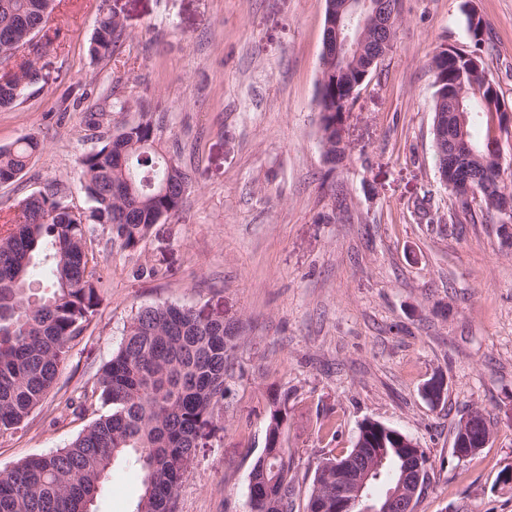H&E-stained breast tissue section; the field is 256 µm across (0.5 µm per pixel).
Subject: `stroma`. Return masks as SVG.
I'll return each instance as SVG.
<instances>
[{"label":"stroma","mask_w":512,"mask_h":512,"mask_svg":"<svg viewBox=\"0 0 512 512\" xmlns=\"http://www.w3.org/2000/svg\"><path fill=\"white\" fill-rule=\"evenodd\" d=\"M103 8L125 35L98 59L89 47ZM469 10L485 22L482 44ZM399 12L333 165L316 107L325 0H61L38 82L0 108V146L43 144L0 185V214L51 185L88 209L79 158L143 108L191 181L179 213L137 251L94 232L97 312L42 406L0 435V470L64 447L101 414L67 405L96 387L136 311L168 302L242 328L224 430L192 460L178 512H249L248 475L283 402L294 512H306L324 454L352 447L367 419L427 452L433 477L416 512H512V239L439 179L429 67L439 47L481 56L512 108V0H399ZM125 99L133 108L118 111ZM437 375L446 390L434 405L422 388ZM474 407L493 434L463 458L455 427ZM109 481L97 512H132L138 474L118 463Z\"/></svg>","instance_id":"obj_1"}]
</instances>
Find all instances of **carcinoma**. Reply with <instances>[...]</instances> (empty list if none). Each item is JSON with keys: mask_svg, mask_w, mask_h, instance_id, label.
I'll use <instances>...</instances> for the list:
<instances>
[{"mask_svg": "<svg viewBox=\"0 0 512 512\" xmlns=\"http://www.w3.org/2000/svg\"><path fill=\"white\" fill-rule=\"evenodd\" d=\"M56 0H0V66L44 31ZM468 30L479 44L483 19L467 13ZM123 27L112 12L100 9L92 38L94 55L109 54ZM469 61L448 51L441 65L434 112L447 116L452 95L462 91L461 111L483 114L492 122L500 113L499 94L489 82L475 90ZM360 69L323 67L317 107L327 159L336 162V117L343 100L359 81ZM39 77L27 60L0 78V107L12 106L25 87ZM153 116L144 112L124 124L95 151L79 160L80 176L91 207H73L57 189L33 192L0 223V433L18 428L56 385L72 347L96 313L99 260L88 225L107 229L112 243L134 251L152 227L176 214L186 189L181 166L166 156L157 141ZM467 142L486 160L480 196L506 190L495 159L500 153L491 133L478 141L466 127ZM40 140L25 136L0 146V178L16 181L42 150ZM437 166L453 181L454 145L435 149ZM45 264L51 280L47 292L30 288V268ZM241 336L222 318H204L194 308L173 303L141 307L131 318L117 351L97 374V400L106 411L91 421L68 445L0 471V512H86L94 506L117 462L135 469L141 494L135 512H177V495L200 440L222 429L217 407L224 403L226 364ZM288 408L274 409L265 445L250 471V496L261 498L267 512H294V457L274 447L283 433ZM404 433L375 420L359 427L362 447L330 449L317 465L306 512H332L326 493L336 487L343 466L364 470L371 457L369 439L379 442L385 460L367 483L368 502L377 508L388 500L404 470L421 480L418 494L430 486L429 457L417 448L421 464L402 447Z\"/></svg>", "mask_w": 512, "mask_h": 512, "instance_id": "carcinoma-1", "label": "carcinoma"}]
</instances>
